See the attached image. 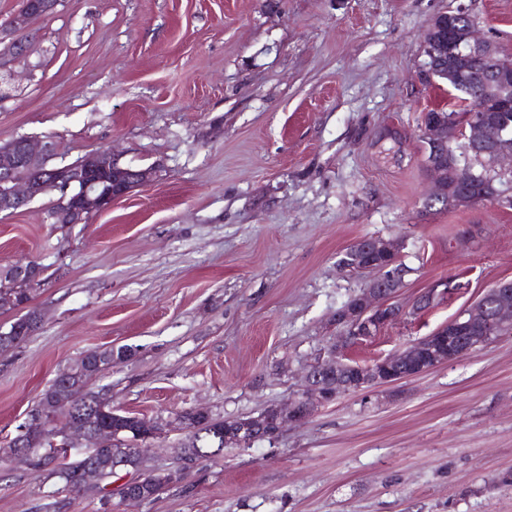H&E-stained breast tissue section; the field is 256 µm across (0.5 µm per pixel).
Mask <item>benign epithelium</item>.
<instances>
[{
	"mask_svg": "<svg viewBox=\"0 0 512 512\" xmlns=\"http://www.w3.org/2000/svg\"><path fill=\"white\" fill-rule=\"evenodd\" d=\"M58 5L60 0H38L33 8L20 11L7 25L0 26V71L4 68L5 57H18L27 50V46L12 35L28 29L35 19L51 16ZM461 17L467 22H457ZM445 22L448 23V42L438 44L431 40L425 43L427 56L434 59L440 53H448V71L464 81L478 82L485 99L511 105L512 62H503L490 42L475 37V24L469 20L467 11L458 9L437 14L427 27L428 33H434L437 26ZM484 112L485 106L478 104L468 110L461 121L450 113L421 125L422 138L433 147L432 157L425 161L434 184L431 201L450 207L471 205L476 201L462 183L448 180L446 164L440 158L439 149L449 145L454 137L466 140V150L487 154L494 164L512 166V152L502 147L496 127L487 121ZM162 177L161 165L132 167L111 149L91 152L71 164L58 162L51 140L21 136L0 144V213L15 212L37 197L55 191L59 194L55 208L58 223L85 224L92 215L109 209L114 200ZM401 248L398 242L371 236L347 249L348 258L340 262V267L349 275L366 278V282L353 300L337 311L331 357L321 358L309 366L304 388L288 407H274L275 435L281 434L287 422H306L340 393L399 382L457 361L487 345L500 328L512 324V282L499 283L488 289L478 303L433 334L409 343L395 355L359 369L356 382H343V375L351 370L344 357L348 347L374 338L385 326L424 311L437 297L448 293V281H438L418 295L412 304L398 302V293L405 285L408 272H391L389 268L401 261ZM12 276L28 288L43 283L42 267L36 264L16 266ZM316 370L328 373L330 378L336 377V381L322 380L320 375L314 374ZM77 380L79 375L75 372H65L57 377L56 409L66 416L75 414V418L66 422V437L85 419L84 414L74 413L76 396L72 395V390ZM54 434L50 424L27 422L18 434L26 447L1 451L0 460L32 458L38 467H54L57 462H46V455L38 448V442L51 440ZM273 436L255 433L250 421L246 420L241 422L240 430L224 434V447H241L258 440H271Z\"/></svg>",
	"mask_w": 512,
	"mask_h": 512,
	"instance_id": "7a95c632",
	"label": "benign epithelium"
}]
</instances>
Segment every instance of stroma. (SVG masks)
Returning a JSON list of instances; mask_svg holds the SVG:
<instances>
[{
    "mask_svg": "<svg viewBox=\"0 0 512 512\" xmlns=\"http://www.w3.org/2000/svg\"><path fill=\"white\" fill-rule=\"evenodd\" d=\"M466 8L512 60V0H62L34 22L0 102V142L55 140L161 164L85 224L47 194L0 213V269L34 261L42 322L0 351V448L85 354L129 349L100 380L163 423L144 467H171L178 414L232 419L294 398L361 279L366 236L404 242L401 300L451 289L349 347L369 365L512 280V206L427 207L417 124L449 101L421 78L432 16ZM394 128L399 140L383 138ZM512 335L415 379L348 393L273 442L226 450L154 501L58 492L0 467V512H512Z\"/></svg>",
    "mask_w": 512,
    "mask_h": 512,
    "instance_id": "obj_1",
    "label": "stroma"
}]
</instances>
